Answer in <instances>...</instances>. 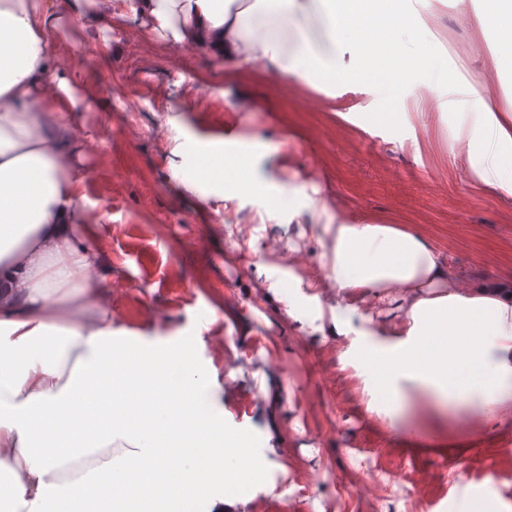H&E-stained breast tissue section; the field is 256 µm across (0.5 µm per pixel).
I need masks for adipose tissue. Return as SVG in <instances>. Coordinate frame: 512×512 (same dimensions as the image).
<instances>
[{"label":"adipose tissue","instance_id":"adipose-tissue-1","mask_svg":"<svg viewBox=\"0 0 512 512\" xmlns=\"http://www.w3.org/2000/svg\"><path fill=\"white\" fill-rule=\"evenodd\" d=\"M113 0H0V474L11 479L12 512H93V495L108 490L119 462L92 473L85 485L61 482L68 451L140 448L121 415V397L104 395L122 370L142 381L175 378L149 392L174 432L204 436L220 424L209 380L188 386L196 339L173 351L139 353L113 346L112 278L98 276L103 259L82 233L79 187L89 171L78 157L82 130L55 118L72 96L59 56L65 25L95 32L111 20ZM134 20L180 49L219 58L240 74L313 72L323 83L347 81L374 37L362 15L342 0H132ZM453 146L471 173L512 200V107H498L487 89L464 77L445 91ZM172 177L188 189L227 181L265 198L271 209L326 215L305 196L284 200L261 177L244 175L239 156L215 150L182 158ZM320 263L343 305L331 316L341 371L355 381L368 416L398 430L417 415L428 445L454 442L464 426L494 430L512 416V280L463 283L419 232L403 224L321 227ZM367 298L396 302L398 317L376 331L360 314ZM95 417L94 441L80 432L62 438L64 418Z\"/></svg>","mask_w":512,"mask_h":512}]
</instances>
